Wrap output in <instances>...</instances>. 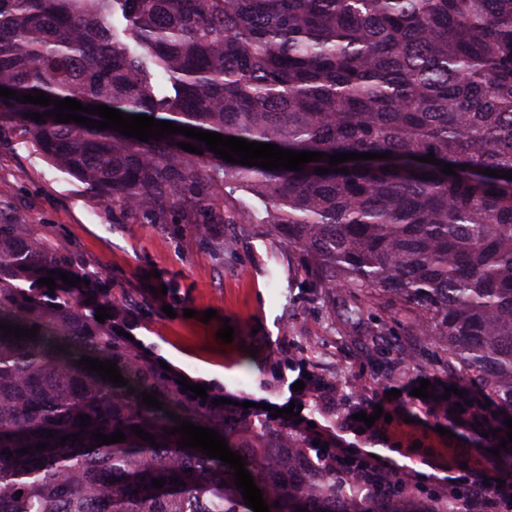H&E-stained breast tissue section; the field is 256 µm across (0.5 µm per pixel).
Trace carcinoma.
Instances as JSON below:
<instances>
[{"label":"carcinoma","mask_w":512,"mask_h":512,"mask_svg":"<svg viewBox=\"0 0 512 512\" xmlns=\"http://www.w3.org/2000/svg\"><path fill=\"white\" fill-rule=\"evenodd\" d=\"M0 87L325 154L303 171L262 169L183 134L144 142L27 119L37 150L129 223L253 224L235 193L266 200L260 220L288 231L304 272L356 299L347 318L364 317V297L408 319L512 417V180L482 174L512 170V0H0ZM54 109L0 98V115ZM336 152L392 158L314 171ZM430 153L456 175L417 161ZM53 262L73 259L0 213V322L39 326L34 340L0 337V512H253L232 469L165 433L168 410L219 431L270 512H461L400 485L356 500L358 465L183 391L118 334V304L100 323L71 288L20 286ZM83 356L116 362L129 385L78 367ZM150 391L163 409L141 404ZM117 429L121 443L90 439Z\"/></svg>","instance_id":"carcinoma-1"}]
</instances>
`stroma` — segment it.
I'll return each mask as SVG.
<instances>
[{
  "instance_id": "1",
  "label": "stroma",
  "mask_w": 512,
  "mask_h": 512,
  "mask_svg": "<svg viewBox=\"0 0 512 512\" xmlns=\"http://www.w3.org/2000/svg\"><path fill=\"white\" fill-rule=\"evenodd\" d=\"M0 200L22 215L24 232L76 256L70 274L97 273L123 302L135 341L208 393L279 409L295 403L324 428L357 406L354 382L369 400L380 388L404 392L424 379L470 388L458 366L410 324L372 305L363 319H347L353 298L341 290L328 304L311 286L299 252L270 225L113 222L92 190L40 155L25 122L11 115L0 117ZM166 304L174 316L163 312ZM188 309L196 317H185ZM209 309L215 317L201 322L200 312ZM226 325L234 328L230 343L217 336ZM307 375L340 383L337 406L310 412V399L292 389ZM401 404L384 427L386 439L348 433L345 441L418 472L429 487L485 470L488 446L473 432L405 392ZM443 427L452 437L440 435Z\"/></svg>"
}]
</instances>
